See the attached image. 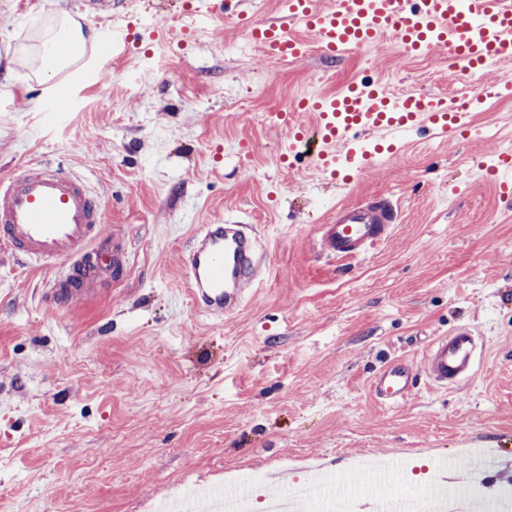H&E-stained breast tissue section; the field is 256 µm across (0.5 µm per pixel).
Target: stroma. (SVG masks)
<instances>
[{
  "instance_id": "1",
  "label": "stroma",
  "mask_w": 512,
  "mask_h": 512,
  "mask_svg": "<svg viewBox=\"0 0 512 512\" xmlns=\"http://www.w3.org/2000/svg\"><path fill=\"white\" fill-rule=\"evenodd\" d=\"M184 3L121 0L91 19L105 38L138 19L166 36L142 34L139 55L117 41L108 86L86 49L89 77L58 97L23 50L80 0H0V176L33 160L72 168L126 253L119 276L61 312L43 297L48 273L0 248V512H167L239 469L292 485L333 472L340 495L365 456L419 466L392 490L420 495L471 440L496 458L484 493L512 483V197L480 168L512 150V95L496 88L512 60L467 74L388 41L272 61L241 25ZM366 77L397 94L466 85L483 101L467 129L404 132L350 182L303 159L282 167L278 113ZM369 198L398 204L393 238L346 262L321 254L319 225ZM225 222L256 227L270 273L257 302L214 318L192 302L184 259L196 225ZM463 325L485 346L471 382L423 384L396 408L375 399L383 365Z\"/></svg>"
}]
</instances>
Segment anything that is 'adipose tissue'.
Wrapping results in <instances>:
<instances>
[{
    "label": "adipose tissue",
    "mask_w": 512,
    "mask_h": 512,
    "mask_svg": "<svg viewBox=\"0 0 512 512\" xmlns=\"http://www.w3.org/2000/svg\"><path fill=\"white\" fill-rule=\"evenodd\" d=\"M97 34L94 29L82 28L81 24L68 16L57 18L55 23L39 36L38 46L27 52V58L41 73L44 81H52L62 72L76 68L77 60L62 55L58 51L61 43L68 42L78 47L94 42Z\"/></svg>",
    "instance_id": "1"
}]
</instances>
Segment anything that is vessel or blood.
Segmentation results:
<instances>
[{
  "label": "vessel or blood",
  "mask_w": 512,
  "mask_h": 512,
  "mask_svg": "<svg viewBox=\"0 0 512 512\" xmlns=\"http://www.w3.org/2000/svg\"><path fill=\"white\" fill-rule=\"evenodd\" d=\"M207 15L230 11L243 21L250 40L268 58H301L307 42L289 26L313 33L321 52L335 57L389 38L414 56L449 55L462 71H483L512 60V0H284L281 24L253 17L251 0H198ZM315 113L311 124L290 125L278 159L307 158L316 169L336 173L348 163L355 174L372 168L359 155L361 138H393L407 126L426 124L438 136L465 124L467 115L447 98L410 94L391 97L375 82H353L335 96L303 100ZM501 193L512 191V153L498 154L490 170ZM101 195L62 165L21 166L0 178V246L16 258L53 271L50 302L63 309L86 302L123 266L112 235L101 225ZM398 212L391 203L338 206L333 223L322 225L321 246L339 261L388 243ZM266 253L256 234L241 224H202L186 258L195 305L211 314H233L255 301ZM476 333L459 327L429 340L422 359L396 360L371 380L375 397L389 406L411 397L420 379L445 387L469 382L479 357Z\"/></svg>",
  "instance_id": "vessel-or-blood-1"
}]
</instances>
